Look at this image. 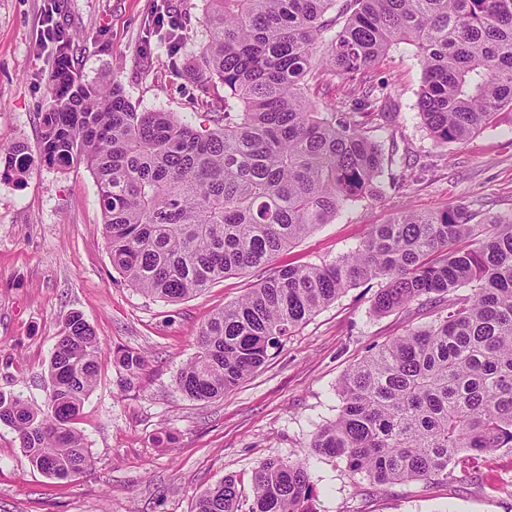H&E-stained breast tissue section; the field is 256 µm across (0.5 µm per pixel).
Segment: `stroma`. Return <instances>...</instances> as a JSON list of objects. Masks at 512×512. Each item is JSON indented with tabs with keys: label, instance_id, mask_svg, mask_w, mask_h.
Returning <instances> with one entry per match:
<instances>
[{
	"label": "stroma",
	"instance_id": "1",
	"mask_svg": "<svg viewBox=\"0 0 512 512\" xmlns=\"http://www.w3.org/2000/svg\"><path fill=\"white\" fill-rule=\"evenodd\" d=\"M48 0H0V148L37 147L38 115L56 56L39 45ZM56 20L74 35L73 65L89 81L120 83L141 110L198 123L206 97L182 68L199 44L204 0H60ZM186 5L192 21L172 53L156 16ZM386 84L385 118L372 135L395 166L377 195L340 209L272 261L273 267L328 263L365 240L372 225L412 208L459 204L478 222L512 217V119L463 144H440L415 108L421 66L411 46L391 49L370 71ZM248 268L178 302L131 286L112 267L96 182L78 165L33 166L0 177V392L43 406L48 366L66 316L79 312L102 345L98 383L75 423L94 458L74 480L33 469L15 432L0 424V512H192L198 496L233 475L250 484L267 458L303 460L314 512H512V451L459 458L444 481L374 485L309 443L341 407L346 370L406 331L445 316L443 304L375 313V291L348 288L271 349L263 366L224 396L195 400L176 384L194 357L201 326L266 277ZM143 353L128 377L113 356Z\"/></svg>",
	"mask_w": 512,
	"mask_h": 512
}]
</instances>
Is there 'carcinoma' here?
Returning <instances> with one entry per match:
<instances>
[{"mask_svg": "<svg viewBox=\"0 0 512 512\" xmlns=\"http://www.w3.org/2000/svg\"><path fill=\"white\" fill-rule=\"evenodd\" d=\"M206 2L205 40L185 77L204 94L223 87L213 126L142 112L119 84L86 81L62 62L40 115L37 154L18 142L4 151L0 172L18 178L36 160L85 164L112 267L159 299L178 301L267 265L378 191L384 164L395 163L367 126L384 88L363 86L354 112L334 104L320 112L305 93L318 70L353 79L391 47H414L418 111L441 144H462L512 112V0ZM475 219L464 206L405 209L331 263L269 273L201 327L178 390L196 400L224 396L293 329L346 289L375 281L378 313L446 299L447 316L347 369L340 412L314 433L312 453L391 484L444 480L462 454L511 449L512 218L482 237ZM100 355L94 329L72 312L51 356L46 408L0 393V423L48 477L68 480L92 465L74 423L96 386ZM115 359L131 377L144 365L131 349ZM314 497L305 462L266 459L251 495L227 476L193 512H314Z\"/></svg>", "mask_w": 512, "mask_h": 512, "instance_id": "1", "label": "carcinoma"}]
</instances>
